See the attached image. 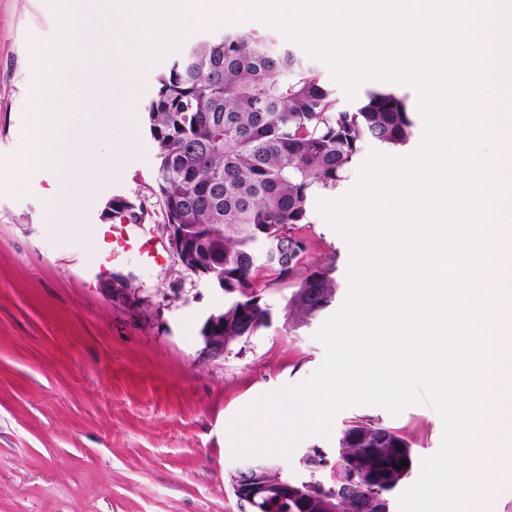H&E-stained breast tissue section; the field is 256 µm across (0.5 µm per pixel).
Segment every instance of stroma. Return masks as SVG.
Instances as JSON below:
<instances>
[{"label":"stroma","instance_id":"obj_1","mask_svg":"<svg viewBox=\"0 0 512 512\" xmlns=\"http://www.w3.org/2000/svg\"><path fill=\"white\" fill-rule=\"evenodd\" d=\"M55 30L42 0H0V512H240L228 483L238 460L226 428L260 398L313 377L326 354L316 338L326 317L289 328L295 286L261 271L268 326L206 360L201 330L223 308V292L174 257L154 263L136 247L114 251L105 243L114 198L141 209L143 220L132 227L139 238L168 242L145 113L162 62L140 64L131 88L137 144L120 171L83 200L78 223L45 231L52 178L32 174L19 190L12 165L29 148L33 58ZM310 65L340 108L385 88L418 109L407 85L368 81L350 98L324 63ZM299 234L305 264L328 271L332 306L340 308L349 246L314 210ZM359 417L407 439L409 482L442 445L444 422L431 405L396 415L357 405L335 416L329 436L301 439L285 469L296 472L312 446L334 451L347 422Z\"/></svg>","mask_w":512,"mask_h":512}]
</instances>
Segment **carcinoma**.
<instances>
[{
  "instance_id": "1",
  "label": "carcinoma",
  "mask_w": 512,
  "mask_h": 512,
  "mask_svg": "<svg viewBox=\"0 0 512 512\" xmlns=\"http://www.w3.org/2000/svg\"><path fill=\"white\" fill-rule=\"evenodd\" d=\"M147 112L158 159L157 185L164 221L178 224L197 259L224 276V346L254 335L269 310L261 303L258 272L294 281L288 323L295 327L332 302L335 283L303 265L311 198L336 188L369 141L403 146L414 121L406 97L371 91L352 110L339 109L313 69L276 50L251 29L225 31L180 53L158 79ZM113 217L140 222L135 208L112 200ZM309 459L322 472L290 474L278 464L246 485L232 473L237 498L259 487L297 494L302 512H376L407 478L410 443L366 418L348 422L334 459L320 448Z\"/></svg>"
}]
</instances>
